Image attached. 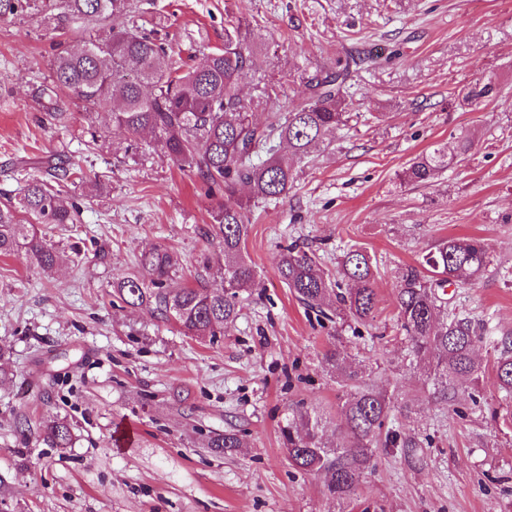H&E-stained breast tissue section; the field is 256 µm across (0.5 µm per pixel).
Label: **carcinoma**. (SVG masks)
Returning <instances> with one entry per match:
<instances>
[{
    "mask_svg": "<svg viewBox=\"0 0 512 512\" xmlns=\"http://www.w3.org/2000/svg\"><path fill=\"white\" fill-rule=\"evenodd\" d=\"M48 5L57 10L55 29L79 31L87 24H101L105 34L88 38L77 52L56 55L51 79L39 90L44 112L54 120L65 119L61 112L65 97L78 100L88 112H108L112 125L129 141L150 133L155 149L179 170L196 174L207 194L222 198L208 232L224 254L221 287L211 289L201 281L195 287H170L172 258L167 250L154 249L140 257L144 275L118 279L113 294L127 306L146 308L192 336H218L239 316V291L255 284L254 269L242 252L251 203L287 195L297 163L344 121L346 109L354 107L346 82L362 59L336 60L334 67L307 82L306 96L291 109L273 112L265 125L258 126L249 119L239 94L242 77L257 56L256 47L241 35L240 20L226 21L223 49L182 69L167 66L170 47L135 25L134 0H48ZM37 6L38 0H0V18ZM497 94L495 82L488 79L466 88L463 97L478 106ZM473 145L471 135L462 134L453 155L437 146L414 158L398 178L407 184L428 183ZM40 167L57 180V186L32 176L17 201L0 202V255L22 250L49 276L60 254L35 225L75 224L79 207L63 196L62 182L71 172L52 155L43 158ZM242 186L249 191L246 199L238 195ZM424 263L429 274L408 270L394 294L398 319L411 344V365L422 370L435 392L446 399L449 388L481 372L474 350L488 341L497 352L499 389L511 396L512 338L498 340L482 332L471 318L448 314V302L438 293L445 282L465 285L483 275L491 264L487 244L473 237H449L434 247ZM340 265L345 289L327 277L314 256L294 244L280 253L277 270L298 300L323 317L349 316L366 323L378 305L371 258L351 247ZM326 360L331 371L349 381L357 379V371L339 353L327 354ZM390 411L385 394L356 386L343 404V431L330 444L322 435L321 416L297 407L282 430L292 465L322 478L331 501L349 499L379 447H418L412 436L383 432ZM42 434L59 448L71 440L70 427L55 419L44 422ZM211 447L232 453L241 443L238 434L229 430L214 437Z\"/></svg>",
    "mask_w": 512,
    "mask_h": 512,
    "instance_id": "obj_1",
    "label": "carcinoma"
}]
</instances>
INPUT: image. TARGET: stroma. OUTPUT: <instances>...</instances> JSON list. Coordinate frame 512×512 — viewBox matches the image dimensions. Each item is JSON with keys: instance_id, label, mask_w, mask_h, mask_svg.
<instances>
[{"instance_id": "1", "label": "stroma", "mask_w": 512, "mask_h": 512, "mask_svg": "<svg viewBox=\"0 0 512 512\" xmlns=\"http://www.w3.org/2000/svg\"><path fill=\"white\" fill-rule=\"evenodd\" d=\"M135 2L177 66L223 48L225 18H238L261 50L241 84L260 124L347 53L401 56L354 77L359 107L302 160L285 197L253 207L243 253L256 282L210 341L130 309L112 283L162 247L176 260L174 285L220 286L204 235L216 200L147 146L127 151L105 113L68 98L67 122L43 121L38 88L58 49L77 42L60 40L49 12L0 20V194L18 196L47 155L106 185L67 183L78 222L39 225L63 254L53 276L24 253L0 256V512H512V398L497 387L493 348L478 345V380L441 401L410 365L394 305L403 275L440 239L477 237L492 263L474 284L448 287V310L512 334V0ZM487 78L498 96L463 103L464 88ZM93 130L96 152L85 146ZM463 132L476 136L469 155L434 182L400 183L414 157ZM292 244L333 279L343 251L365 250L377 269L374 320L307 310L276 268ZM334 350L393 396L386 430L419 441L410 454L379 449L342 503L291 465L281 435L301 403L320 411L326 437L342 425L349 387L327 366ZM21 415L35 429L25 439ZM50 417L69 424L70 446L38 436ZM227 429L243 442L231 455L210 445Z\"/></svg>"}]
</instances>
